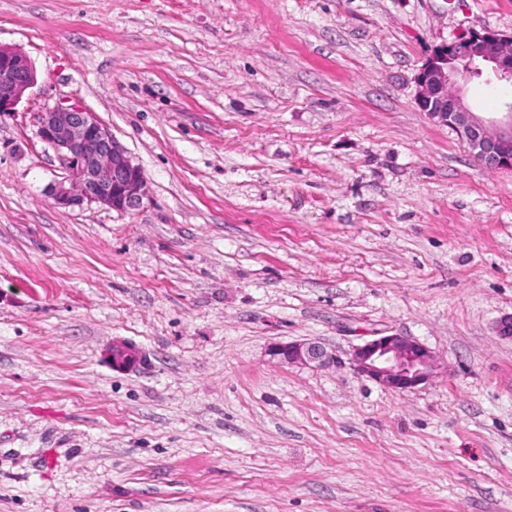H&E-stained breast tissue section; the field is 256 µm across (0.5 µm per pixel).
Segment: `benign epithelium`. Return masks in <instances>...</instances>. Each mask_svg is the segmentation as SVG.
Wrapping results in <instances>:
<instances>
[{
    "label": "benign epithelium",
    "instance_id": "7a95c632",
    "mask_svg": "<svg viewBox=\"0 0 512 512\" xmlns=\"http://www.w3.org/2000/svg\"><path fill=\"white\" fill-rule=\"evenodd\" d=\"M487 65L498 80L512 83V35L473 30L434 47L415 75V101L435 122L450 128L475 162L490 171L512 169V105L501 116L486 119L465 103L456 87L459 78L483 74ZM37 83L28 55L0 44V112H11ZM38 135L61 152L65 175L49 186L63 208L104 206L117 212L137 208L148 195L144 172L96 115L78 105H57L40 113ZM269 355L288 364L323 367L336 362L318 342L276 343ZM112 365L128 371L142 363L140 349L126 341L112 344ZM351 363L362 375L393 391H410L439 370L433 352L399 334L384 335L357 346Z\"/></svg>",
    "mask_w": 512,
    "mask_h": 512
}]
</instances>
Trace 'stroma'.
Returning <instances> with one entry per match:
<instances>
[{"label": "stroma", "mask_w": 512, "mask_h": 512, "mask_svg": "<svg viewBox=\"0 0 512 512\" xmlns=\"http://www.w3.org/2000/svg\"><path fill=\"white\" fill-rule=\"evenodd\" d=\"M481 29L512 0H0L37 70L0 113V512H512V170L414 101ZM60 103L143 169L138 208L54 205ZM394 333L442 363L409 392L348 362ZM301 340L340 366L270 358ZM112 365L119 371H128L142 363L143 355L133 343L116 341L112 344Z\"/></svg>", "instance_id": "1"}]
</instances>
